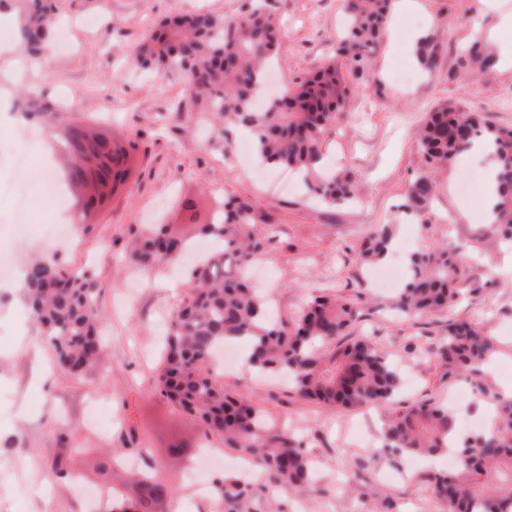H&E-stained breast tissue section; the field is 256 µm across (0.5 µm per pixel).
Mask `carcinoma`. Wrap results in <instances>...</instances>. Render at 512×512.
<instances>
[{
    "label": "carcinoma",
    "mask_w": 512,
    "mask_h": 512,
    "mask_svg": "<svg viewBox=\"0 0 512 512\" xmlns=\"http://www.w3.org/2000/svg\"><path fill=\"white\" fill-rule=\"evenodd\" d=\"M391 6L392 0H348L350 24L338 54L354 62L368 57L380 45ZM0 7L19 11L20 51L30 59L42 56L55 34L57 6L51 0H0ZM281 38V22L270 0H251L248 12L231 19L217 13L166 19L138 44L135 58L177 76L191 98L206 102L219 132L226 125L249 130L259 164L300 173L307 191L328 207L344 204L353 198L352 177L326 170L324 160L351 87L331 58L279 101L269 99L258 107L267 70L279 58ZM415 56L432 73L438 68L439 44L425 36L417 42ZM465 62L479 71L496 64L478 42L469 47ZM420 142L432 168L451 164L477 143L489 152L496 202L482 234L512 243V128L450 106L428 113ZM62 144L64 177L79 190V216L84 218L127 181L132 144L118 146L92 128L74 124L64 131ZM434 191L430 175L418 177L404 211L425 214ZM268 223L269 215L246 201L216 202L210 222L200 225L199 232L222 246L192 269L184 295L170 313L156 377V391L197 420L206 440L216 439L255 462L253 481L226 475L214 483L218 512H284L277 500L290 491H307L315 469L301 442L224 386L213 366L217 347L244 340L250 370L284 374L301 400L344 410L386 404L401 386L399 371L375 340L350 336L348 329L359 317L353 303L321 292L288 320L270 319L267 298L247 280L249 266L264 248L255 228ZM395 236L396 225H378L362 240L361 259L384 261ZM183 249L181 239L158 227L129 249V258L151 269L177 259ZM466 279L463 261L448 246L413 252L393 308L406 318L446 312L464 297ZM23 283L39 341L52 351L63 373L80 376L105 348L101 285L86 270L40 258L29 262ZM432 352L448 375L465 377L476 398L491 405L484 429L455 443L449 437V427L457 425L455 414L444 403L425 400L394 408L384 447L413 457L450 452L457 458L455 469L430 477L448 512H512V478H502L506 472L512 475V398L501 397L481 377L498 353L495 340L479 323L450 320ZM59 442L51 471L59 478L73 477L81 449L72 447L65 434ZM140 487L143 512H171L175 484L144 474Z\"/></svg>",
    "instance_id": "cac0c4a2"
}]
</instances>
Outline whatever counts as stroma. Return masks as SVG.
Listing matches in <instances>:
<instances>
[{
    "instance_id": "stroma-1",
    "label": "stroma",
    "mask_w": 512,
    "mask_h": 512,
    "mask_svg": "<svg viewBox=\"0 0 512 512\" xmlns=\"http://www.w3.org/2000/svg\"><path fill=\"white\" fill-rule=\"evenodd\" d=\"M70 50L50 46L36 64L10 47L0 28V142L19 143L35 168L61 165L51 157L40 128L15 121L18 101L38 108L64 103L69 122L103 123L118 143H134L129 179L113 199L75 236L73 246L52 241L50 226L61 210L30 185L26 208L14 207L9 153L0 154V248L15 249L19 264L35 254L90 268L102 286L98 296L108 330L107 352L80 377L64 375L53 354L36 342L23 291L17 280L0 277V512H109L90 499L100 483L97 462L108 449L144 448L150 456L112 471L110 487L120 496L139 492L141 470L168 475L177 483L174 512H215L181 477L196 472L211 484L224 466L201 469V431L155 391L160 342L168 313L186 283L184 264L168 263L143 272L124 253L127 243L152 224L197 245L199 222L211 202L224 196L248 200L270 215L260 231L268 239L257 264L266 271L259 285L275 313L293 316L321 289L358 300L362 315L355 332L376 340L397 365L402 388L397 402L431 397L447 400L458 385L429 355L448 320L484 325L499 352L485 372L493 386L512 382V249L481 235L488 171L483 157L467 152L434 171L437 188L424 221L402 223L401 206L414 180L428 171L419 144L426 112L462 106L494 124L512 128V68L501 64L472 75L460 66L464 49L476 39L489 45L512 40L504 20L512 0H412L393 9L385 38L364 70L343 65L351 93L331 145L330 160L356 178L352 202L329 208L307 193L296 178L275 189L276 174H257L238 147L250 133L231 128L211 132L203 103L192 102L176 78L138 69L134 48L148 29L166 16L238 13L241 0H55ZM285 37L274 73L276 92L303 80L336 53L344 36L343 0H278ZM437 36L439 68L416 71L411 83L394 75V61L414 63L417 41ZM197 202L189 215L180 197ZM397 222L394 245L420 250L437 242L456 247L468 266L465 296L449 313L406 319L387 310L388 294L374 288L356 247L376 225ZM226 384L258 408L266 419L302 440L316 462L317 480L305 495L282 498L286 512H368L388 503L393 512H444L426 479L447 470L445 457L410 464L408 458L374 454L393 411L392 404L348 410L298 399L272 378L246 368L224 376ZM396 402V403H397ZM81 448L79 480L57 479L49 465L60 434ZM186 447L184 457L167 453Z\"/></svg>"
}]
</instances>
